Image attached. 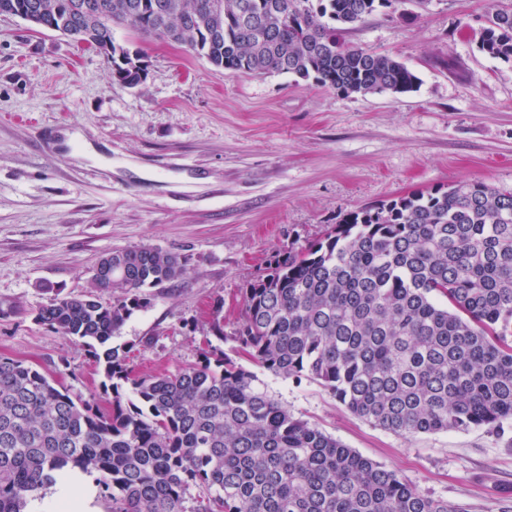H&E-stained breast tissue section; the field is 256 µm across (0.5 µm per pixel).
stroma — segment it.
I'll list each match as a JSON object with an SVG mask.
<instances>
[{
  "label": "stroma",
  "mask_w": 512,
  "mask_h": 512,
  "mask_svg": "<svg viewBox=\"0 0 512 512\" xmlns=\"http://www.w3.org/2000/svg\"><path fill=\"white\" fill-rule=\"evenodd\" d=\"M488 0H395L346 35L419 77L416 91L346 95L280 74L237 76L187 47L117 26L149 63L138 86L49 30L0 17V355L91 397L87 348L34 320L47 286L84 293L106 254L149 245L186 272L150 289L112 342L135 374L196 361L215 298L224 329L268 260L351 212L486 181L512 189V63L480 51ZM256 384L422 493L512 512V427L404 438L353 415L317 382Z\"/></svg>",
  "instance_id": "1"
}]
</instances>
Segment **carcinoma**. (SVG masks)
Instances as JSON below:
<instances>
[{"label": "carcinoma", "instance_id": "carcinoma-1", "mask_svg": "<svg viewBox=\"0 0 512 512\" xmlns=\"http://www.w3.org/2000/svg\"><path fill=\"white\" fill-rule=\"evenodd\" d=\"M394 0H0V16L43 7L40 28L111 58L135 86L147 64L115 25L184 45L217 69L286 74L345 94H404L419 78L342 32ZM479 48L512 61V0H491ZM179 255L141 245L106 255L91 290L47 288L34 320L89 348L107 406L53 374L0 356V512L78 468L110 512H468L295 417L256 375L207 348L170 373L136 375L112 338L147 288L179 279ZM108 293L112 300H101ZM224 300L210 333L224 339ZM259 368L328 389L354 415L402 437L512 420V190L461 181L350 213L280 251L244 288L232 334Z\"/></svg>", "mask_w": 512, "mask_h": 512}]
</instances>
